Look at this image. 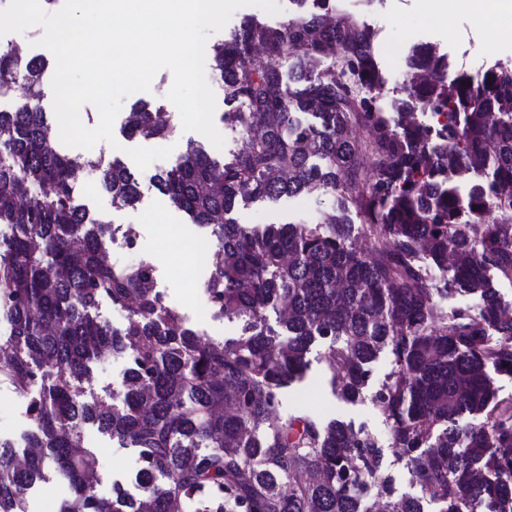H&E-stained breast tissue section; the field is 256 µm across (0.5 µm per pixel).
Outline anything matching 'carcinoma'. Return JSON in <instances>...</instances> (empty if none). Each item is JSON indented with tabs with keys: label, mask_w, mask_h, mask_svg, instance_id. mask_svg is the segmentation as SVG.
I'll return each mask as SVG.
<instances>
[{
	"label": "carcinoma",
	"mask_w": 512,
	"mask_h": 512,
	"mask_svg": "<svg viewBox=\"0 0 512 512\" xmlns=\"http://www.w3.org/2000/svg\"><path fill=\"white\" fill-rule=\"evenodd\" d=\"M292 2L288 23L250 17L213 47L222 121L242 132L232 158L219 163L190 145L156 177L159 193L221 245L204 290L224 317L244 322L222 342L185 325L152 263L102 261L110 222L78 203V171L49 135L48 62L0 47V95L26 86L23 101L0 110V224L10 228L0 240V320L9 326L0 376L28 399L35 430L25 447L37 449L22 470L14 445L0 442V512H26L29 487L50 476L70 488L58 512H425V501L439 512H512V399L488 374H512V302L493 286L512 281V69L471 73L432 44L404 61L407 79L384 104L373 29L339 0ZM257 45L288 74L255 62ZM417 107L446 116V128L418 121ZM126 133L159 142L176 125L137 103ZM88 165L116 207L137 205L127 164ZM32 184L49 192L33 197ZM321 192L336 208L315 224L230 217L247 199ZM353 213L365 253L351 240ZM433 268L452 272L446 287L433 283ZM450 292L479 307L439 311L434 296ZM102 298L127 309L124 325L92 314ZM271 311L279 332L266 325ZM316 341L328 344L331 386L347 401L361 397L370 364L388 351L393 368L374 401L420 496L393 497L382 448L363 428L281 420L280 392L302 377ZM106 350L127 359L121 408L79 400L89 363ZM49 366L52 384L31 396ZM466 414L483 421L463 428ZM85 423L138 450L140 497L119 486L110 499L97 495L78 441Z\"/></svg>",
	"instance_id": "carcinoma-1"
}]
</instances>
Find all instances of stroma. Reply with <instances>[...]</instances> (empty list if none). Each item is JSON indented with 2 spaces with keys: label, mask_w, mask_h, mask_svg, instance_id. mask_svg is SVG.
Masks as SVG:
<instances>
[{
  "label": "stroma",
  "mask_w": 512,
  "mask_h": 512,
  "mask_svg": "<svg viewBox=\"0 0 512 512\" xmlns=\"http://www.w3.org/2000/svg\"><path fill=\"white\" fill-rule=\"evenodd\" d=\"M432 15L427 0H375L373 24L384 33L400 41L416 42L420 35L431 30ZM434 31V30H431ZM435 37L458 62L470 71H477L497 63L512 65V44L501 43L495 29L486 22L478 21L475 11L463 9L454 13L444 27L434 31ZM173 83L170 70H160L153 78L151 89L125 99L113 125L114 143L100 142L91 150L69 149L70 158L84 159L87 156L112 159L118 157L119 147H141L145 141L128 137L123 116L135 103H146L151 108H163L175 112L176 107L166 94ZM223 148H211L209 140L194 131L177 130L169 143L173 151L168 159L152 163L139 171L140 199L136 207L117 209L111 194L101 189L98 170L85 168L82 190L78 196L80 204L92 214L117 223V231L104 240L103 252L112 266L127 267L142 257L151 260L156 268V286L164 292L168 303L182 315L187 327L210 341H222L238 336L240 321L224 319L215 315L205 319L199 317L205 296L200 285L191 287L181 282L174 274L177 264L188 263L194 267L202 280L207 279L211 268L207 245L215 244L209 228L194 227L195 246L182 245L177 237L179 228L188 225L184 212L165 200L156 188L155 176L162 170L177 164L188 145L210 148L213 157L228 159L235 152L240 138L239 130L223 129ZM336 206V199L329 194H312L277 201L239 202L232 217L239 224H310ZM132 229L139 240V253L127 250L121 234L122 228ZM326 344H314L308 355V367L302 380L294 382L281 392L278 413L282 420L307 417L320 422L334 418L344 419L363 427L383 448L389 467V475L395 495L414 496L419 486L408 468L396 460V450L391 444V432L380 408L373 398L379 390L393 364L388 353H381L370 365V375L361 398L347 402L334 396L330 386V371L324 359ZM126 359L118 354H103L95 360L86 378L81 383L82 401L108 407H120L124 403ZM34 425L27 412V401L17 396L11 386L0 380V437L24 444ZM87 451L92 454L98 475L96 492L100 497H111L115 484H123L131 496H139L140 487L134 477L139 468L138 455L129 444L112 438L95 425L81 428Z\"/></svg>",
  "instance_id": "1"
}]
</instances>
